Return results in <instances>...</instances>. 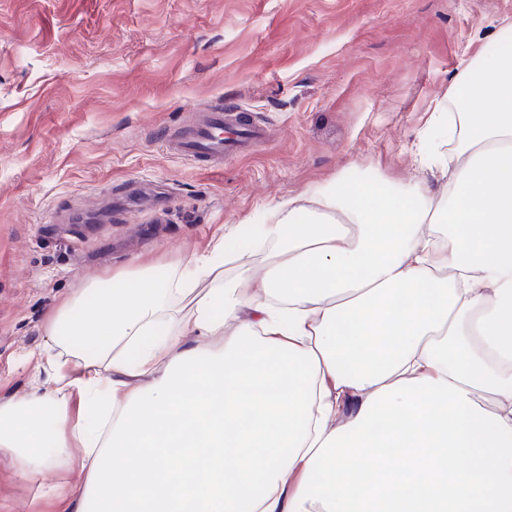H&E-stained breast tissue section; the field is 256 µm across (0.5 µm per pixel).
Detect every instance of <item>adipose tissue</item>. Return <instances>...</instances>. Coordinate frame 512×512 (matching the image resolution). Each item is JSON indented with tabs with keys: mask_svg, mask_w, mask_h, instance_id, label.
<instances>
[{
	"mask_svg": "<svg viewBox=\"0 0 512 512\" xmlns=\"http://www.w3.org/2000/svg\"><path fill=\"white\" fill-rule=\"evenodd\" d=\"M451 89L436 190L312 185L67 295L0 460L72 464L69 512H512V45Z\"/></svg>",
	"mask_w": 512,
	"mask_h": 512,
	"instance_id": "1",
	"label": "adipose tissue"
}]
</instances>
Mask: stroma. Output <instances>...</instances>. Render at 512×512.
<instances>
[{
  "label": "stroma",
  "instance_id": "obj_1",
  "mask_svg": "<svg viewBox=\"0 0 512 512\" xmlns=\"http://www.w3.org/2000/svg\"><path fill=\"white\" fill-rule=\"evenodd\" d=\"M512 0H0V398L33 387L47 312L88 280L205 252L335 176L415 178L453 75ZM266 141L206 171L166 136L215 103ZM0 466V512H59Z\"/></svg>",
  "mask_w": 512,
  "mask_h": 512
}]
</instances>
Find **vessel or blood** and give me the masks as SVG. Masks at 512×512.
<instances>
[{
    "mask_svg": "<svg viewBox=\"0 0 512 512\" xmlns=\"http://www.w3.org/2000/svg\"><path fill=\"white\" fill-rule=\"evenodd\" d=\"M264 137V128L250 113L229 112L219 104L173 139L172 144L183 158L216 168L222 166L225 159L238 156Z\"/></svg>",
    "mask_w": 512,
    "mask_h": 512,
    "instance_id": "vessel-or-blood-1",
    "label": "vessel or blood"
}]
</instances>
